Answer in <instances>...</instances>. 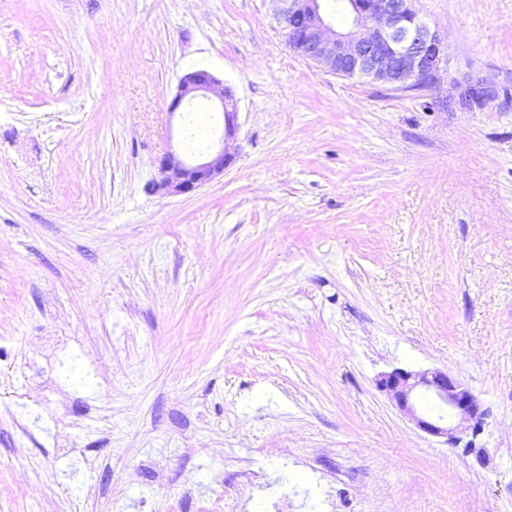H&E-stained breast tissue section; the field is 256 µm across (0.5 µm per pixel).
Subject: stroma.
<instances>
[{"label": "stroma", "instance_id": "35a3bbf8", "mask_svg": "<svg viewBox=\"0 0 512 512\" xmlns=\"http://www.w3.org/2000/svg\"><path fill=\"white\" fill-rule=\"evenodd\" d=\"M446 110L327 73L274 0H0V512H512V0H416ZM188 194L159 159L223 134ZM457 375L475 452L381 392ZM214 100L222 109L224 138L219 149L197 160L188 161L169 152L159 160L160 178L154 189L171 194L194 191L224 173L235 161V155L224 147V140L233 139L238 130V112L232 90L207 70H193L179 79L177 90L168 103L170 114L180 113L184 104L196 98ZM454 92L445 100L446 108L459 106L471 112L483 111L501 100V88L488 78H470L464 82L455 81Z\"/></svg>", "mask_w": 512, "mask_h": 512}]
</instances>
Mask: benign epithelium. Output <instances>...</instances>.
I'll return each mask as SVG.
<instances>
[{
    "label": "benign epithelium",
    "mask_w": 512,
    "mask_h": 512,
    "mask_svg": "<svg viewBox=\"0 0 512 512\" xmlns=\"http://www.w3.org/2000/svg\"><path fill=\"white\" fill-rule=\"evenodd\" d=\"M286 22L288 44L324 71L367 79L397 91H429L441 83L448 66L445 39L415 10L413 0H344L341 21L334 22L322 0H277ZM205 98L222 109L224 139L236 136L237 109L232 90L207 70H193L179 79L168 103L171 114L184 104ZM501 100V88L488 78L454 83L445 107L474 112ZM235 155L222 146L188 161L169 152L159 160L154 189L171 194L194 191L224 173ZM377 387L423 433L458 443L462 435L483 430L488 413L479 398L457 377L439 369L394 368L381 373ZM428 394L448 408V416L424 410L418 401Z\"/></svg>",
    "instance_id": "1"
}]
</instances>
